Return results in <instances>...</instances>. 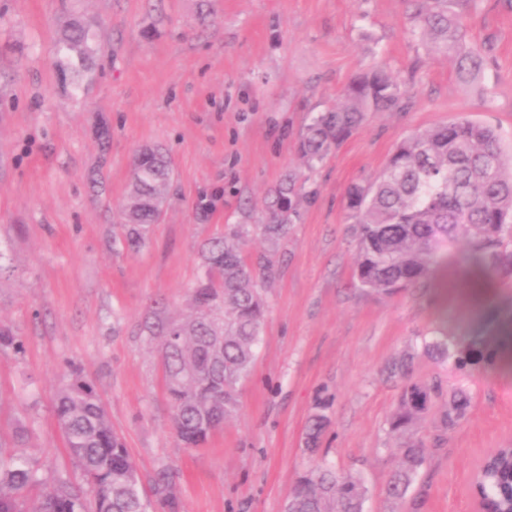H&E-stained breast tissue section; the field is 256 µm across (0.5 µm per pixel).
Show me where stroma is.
<instances>
[{"label": "stroma", "mask_w": 512, "mask_h": 512, "mask_svg": "<svg viewBox=\"0 0 512 512\" xmlns=\"http://www.w3.org/2000/svg\"><path fill=\"white\" fill-rule=\"evenodd\" d=\"M407 0H0V322L25 344L0 354V417L25 425L20 450L46 476L69 470L55 394L77 366L101 395L143 478L179 475L183 512H284L309 464L304 437L317 399L331 403L323 446L337 472L362 476L365 512H474L480 458L512 448V342L471 372L428 356L426 339L485 332L512 314V282L479 283L438 267L394 296L351 282L356 250L344 210L352 183L379 173L397 143L463 116L512 147V0H480L469 37L492 63L475 91L412 35ZM91 34L82 76L59 61L72 21ZM379 64L404 82L406 112L370 117L307 173L287 242L260 236L277 274L238 412L200 448L172 427L157 345L142 331L164 300L190 312L199 249L228 224H251L282 174L303 170L296 144L310 117ZM166 150L173 181L161 221L136 253L112 229L134 153ZM409 360L415 381L465 385L466 418L441 429L446 397L405 438L428 448L402 502L386 493L401 438L389 417Z\"/></svg>", "instance_id": "1"}]
</instances>
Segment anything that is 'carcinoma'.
Wrapping results in <instances>:
<instances>
[{
    "instance_id": "obj_1",
    "label": "carcinoma",
    "mask_w": 512,
    "mask_h": 512,
    "mask_svg": "<svg viewBox=\"0 0 512 512\" xmlns=\"http://www.w3.org/2000/svg\"><path fill=\"white\" fill-rule=\"evenodd\" d=\"M413 36L448 57L456 79L476 83L490 62L489 51L468 40L477 0H415ZM87 28L74 22L61 41L65 53L89 59ZM407 90L386 69L373 66L346 85L342 101L314 116L298 141V153L313 168L328 157L371 112H405ZM172 169L160 148L139 150L121 223L114 242L130 251L145 246L150 228L164 212ZM302 184L285 175L262 205L258 223L236 224L202 247L201 273L190 289L192 312L174 320L154 311L145 323L157 341L173 427L185 448L204 443L237 413L239 386L251 370L265 318L264 292L275 276L267 254L244 253L255 234L276 243L288 238L298 217ZM348 223L358 254L355 284L387 295L425 279L438 251L466 240V258L489 279L512 278V154L498 130L461 116L401 141L382 171L345 194ZM512 337V316L495 320L486 333L453 342L424 344L431 357L463 371L495 363L501 342ZM25 345L14 328L0 323V354H21ZM442 393L435 382L406 383L390 421L401 433L425 415ZM467 390L448 391L441 428L452 432L465 419ZM54 412L63 432L73 473L46 477L41 465L0 442V512H182L178 485L167 468L143 478L125 440L95 386L72 371L56 393ZM326 416L315 413L306 446L320 452ZM427 461L420 441L398 448V463L386 492L401 501ZM474 487L489 512H512V448L491 452ZM367 490L357 473L339 475L315 460L288 494L285 512H363Z\"/></svg>"
}]
</instances>
